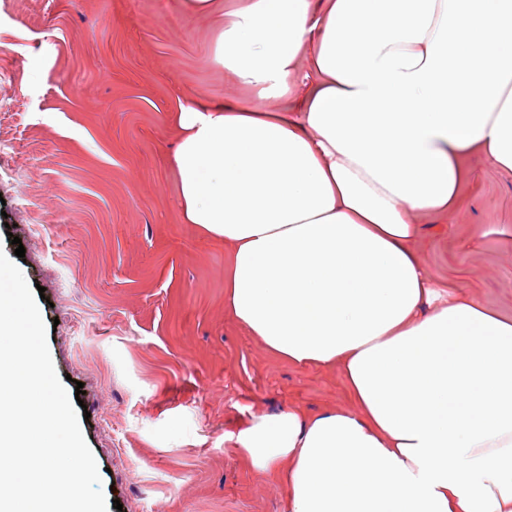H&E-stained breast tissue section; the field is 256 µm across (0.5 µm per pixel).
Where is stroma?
Here are the masks:
<instances>
[{
    "instance_id": "1",
    "label": "stroma",
    "mask_w": 512,
    "mask_h": 512,
    "mask_svg": "<svg viewBox=\"0 0 512 512\" xmlns=\"http://www.w3.org/2000/svg\"><path fill=\"white\" fill-rule=\"evenodd\" d=\"M212 18L180 0H0V248H25L47 343L122 512H288L231 441L257 415L350 408L333 367L281 360L224 310L227 244L183 223L168 110L230 102ZM458 206L412 214L426 274L512 312V173L469 161Z\"/></svg>"
}]
</instances>
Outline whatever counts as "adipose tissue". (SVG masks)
<instances>
[{
    "mask_svg": "<svg viewBox=\"0 0 512 512\" xmlns=\"http://www.w3.org/2000/svg\"><path fill=\"white\" fill-rule=\"evenodd\" d=\"M183 2L244 96H177L181 218L231 244L237 323L355 403L235 447L289 512H512V314L429 278L410 219L457 205L473 153L512 171V0Z\"/></svg>",
    "mask_w": 512,
    "mask_h": 512,
    "instance_id": "adipose-tissue-1",
    "label": "adipose tissue"
}]
</instances>
